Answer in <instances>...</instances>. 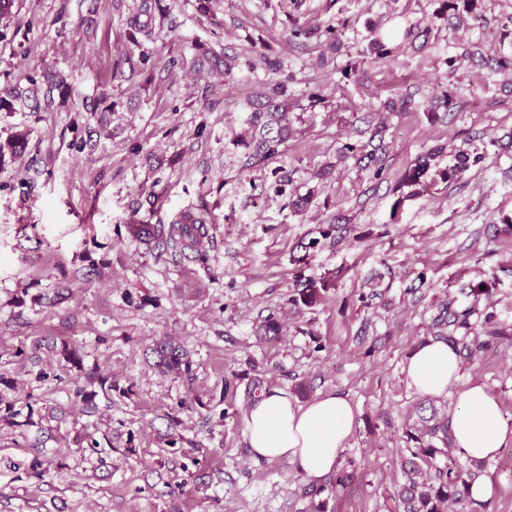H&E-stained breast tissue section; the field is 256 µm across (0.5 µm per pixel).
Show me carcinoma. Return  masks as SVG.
Returning a JSON list of instances; mask_svg holds the SVG:
<instances>
[{"label":"carcinoma","mask_w":512,"mask_h":512,"mask_svg":"<svg viewBox=\"0 0 512 512\" xmlns=\"http://www.w3.org/2000/svg\"><path fill=\"white\" fill-rule=\"evenodd\" d=\"M287 92V85L278 82L270 91L260 94L264 101L255 104L248 118L247 137L242 139V145L247 149L246 165L258 166L277 154L279 147L288 139V109L279 101V98L287 96ZM376 118L368 141L344 144L340 159H350L356 166L370 170L373 178L380 179L386 168V122L381 113ZM443 153L442 147L430 149L419 154L406 168L398 184L400 188H409L406 197L416 194V186L425 187L456 180L482 159L480 153L460 150L443 166L439 162ZM205 234L206 227L203 224H178L170 229V236L191 246L197 245ZM474 312L475 309L471 307L458 309L454 303L448 302L441 305L434 318V325L441 331L447 328L467 331L471 328L470 318ZM483 322L493 324L495 328L489 332L488 339L478 344L480 349L488 348L495 340L512 334L496 326V314L492 311H484ZM154 353L162 371L189 372L190 361L181 346L162 340L156 343ZM405 437L407 451L410 453L404 467L405 482L395 494L389 496L394 502L395 512H449L453 506L460 507V512H468L475 505L482 506L470 493V486L477 479V474L464 470L450 458L452 434L447 415H440L436 409H431L430 416H419L418 422L406 429ZM439 456L448 457V463L441 467L436 465L435 460Z\"/></svg>","instance_id":"carcinoma-1"}]
</instances>
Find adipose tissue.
Here are the masks:
<instances>
[{
  "label": "adipose tissue",
  "mask_w": 512,
  "mask_h": 512,
  "mask_svg": "<svg viewBox=\"0 0 512 512\" xmlns=\"http://www.w3.org/2000/svg\"><path fill=\"white\" fill-rule=\"evenodd\" d=\"M410 388L428 398L454 394L449 426L456 453L467 462L497 456L512 445V419L483 385L462 382L454 346L430 339L417 345L406 368ZM355 409L345 398L327 393L299 404L286 391L262 392L245 420L255 459L284 460L311 481L335 471L353 433Z\"/></svg>",
  "instance_id": "adipose-tissue-1"
}]
</instances>
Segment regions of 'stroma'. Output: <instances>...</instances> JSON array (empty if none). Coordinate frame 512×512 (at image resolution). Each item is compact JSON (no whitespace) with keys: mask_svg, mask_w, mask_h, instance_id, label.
<instances>
[{"mask_svg":"<svg viewBox=\"0 0 512 512\" xmlns=\"http://www.w3.org/2000/svg\"><path fill=\"white\" fill-rule=\"evenodd\" d=\"M502 54L512 0L459 19L447 0H17L0 22V143L26 136L0 160V408L30 422L0 418V512H306L311 482L250 454L248 409L273 388L352 403L339 465L355 480L328 512H387L422 400L404 367L438 306L475 307L481 339L486 307L512 329V73L482 63ZM53 72L70 90L36 110ZM281 80L291 135L245 169L252 104ZM403 95L416 106L387 115L385 178L338 162ZM440 145L485 157L401 199L399 177ZM186 212L206 222L202 255L130 231ZM270 316L279 338L258 334ZM167 336L189 374L156 369ZM460 362L512 418V337ZM89 370L111 397L86 401ZM482 477L483 512H512V453Z\"/></svg>","mask_w":512,"mask_h":512,"instance_id":"35a3bbf8","label":"stroma"}]
</instances>
